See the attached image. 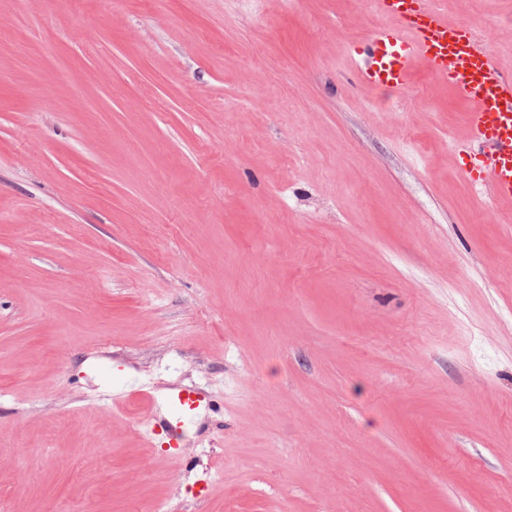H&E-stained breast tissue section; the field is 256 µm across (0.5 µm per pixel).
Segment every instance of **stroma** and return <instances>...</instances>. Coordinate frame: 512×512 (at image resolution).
Listing matches in <instances>:
<instances>
[{"mask_svg": "<svg viewBox=\"0 0 512 512\" xmlns=\"http://www.w3.org/2000/svg\"><path fill=\"white\" fill-rule=\"evenodd\" d=\"M433 3L512 68V0ZM392 23L0 0V512H512V209L361 84Z\"/></svg>", "mask_w": 512, "mask_h": 512, "instance_id": "stroma-1", "label": "stroma"}]
</instances>
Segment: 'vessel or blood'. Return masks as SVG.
<instances>
[{
    "mask_svg": "<svg viewBox=\"0 0 512 512\" xmlns=\"http://www.w3.org/2000/svg\"><path fill=\"white\" fill-rule=\"evenodd\" d=\"M377 2L398 25L369 40L362 83L401 91L419 70L444 83L463 110L470 142L479 148L466 176L498 203L512 206V69L498 67L468 27L449 25L428 0Z\"/></svg>",
    "mask_w": 512,
    "mask_h": 512,
    "instance_id": "1",
    "label": "vessel or blood"
}]
</instances>
